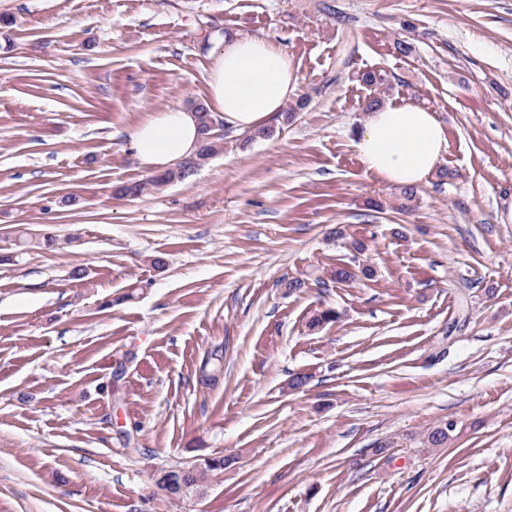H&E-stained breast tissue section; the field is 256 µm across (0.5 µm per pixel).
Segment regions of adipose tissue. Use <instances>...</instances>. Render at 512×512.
<instances>
[{"mask_svg":"<svg viewBox=\"0 0 512 512\" xmlns=\"http://www.w3.org/2000/svg\"><path fill=\"white\" fill-rule=\"evenodd\" d=\"M206 104L226 125L253 131L282 112L298 85L297 69L281 46L255 36L214 32ZM131 148L140 163L159 172L194 156L200 131L194 109L175 107L142 121ZM448 145L435 112L389 101L369 113L355 143L368 173L398 186H420L439 165Z\"/></svg>","mask_w":512,"mask_h":512,"instance_id":"obj_1","label":"adipose tissue"}]
</instances>
